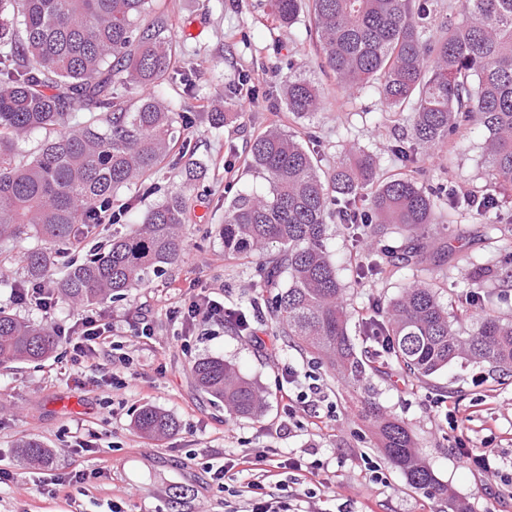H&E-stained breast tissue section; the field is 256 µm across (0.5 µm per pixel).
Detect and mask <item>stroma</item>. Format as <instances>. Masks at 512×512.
I'll use <instances>...</instances> for the list:
<instances>
[{
  "instance_id": "obj_1",
  "label": "stroma",
  "mask_w": 512,
  "mask_h": 512,
  "mask_svg": "<svg viewBox=\"0 0 512 512\" xmlns=\"http://www.w3.org/2000/svg\"><path fill=\"white\" fill-rule=\"evenodd\" d=\"M158 3L168 19L175 64L192 80L191 91L168 83L159 91L184 106L190 122L181 136L206 172L201 180L187 182L184 159L172 155L143 184L122 190L112 208L122 210L131 200L139 214L170 194L185 193L194 213L184 227L185 249L177 262L149 272L127 298L89 307L63 301L47 317L12 298L13 288L24 281L13 259L37 246V239L0 241V255L10 259L0 268V309L51 322L60 333L48 359L0 368V468L13 475L0 483V512H108L114 503L123 512H196L202 500L210 512H244V498L221 491L204 463L222 464L247 448H273L282 457L317 449L327 484L320 512H442L441 500L413 488L385 459L365 416L371 403L408 425L434 475L469 512H512L511 487L480 466L459 462L465 444L512 473V374L457 363L419 380L392 366L373 376L368 390L341 382L313 356L288 346L266 310L254 306L259 259L225 258L217 232L237 190H267L266 181L247 165L253 139L272 125L295 127L281 100L286 76L304 75L321 89L319 113L296 128L317 151L322 169L333 168L356 143L373 152L382 171L393 170L392 147L407 137V117L392 116L374 93H344L322 67L308 14L283 28L272 20L268 0ZM213 112H230L234 119L218 127L209 118ZM483 141L476 129L455 151L443 148L425 158L426 179L452 185L461 195L480 190ZM437 221L462 231L458 237L438 233L428 239V250L441 252L440 261L421 273L407 267L387 280L363 284L353 280L354 258L342 225L331 224L326 245L339 277L350 286L352 337L360 336L361 318L373 299L397 297L419 274L438 282L443 303L459 305L474 264L485 262L492 246L483 236V217L442 207ZM204 296L242 310L249 329L217 321L194 327L173 318L174 308ZM84 314L115 326L113 340L122 359L103 354L73 362L63 331ZM144 315L155 327L148 341L135 336ZM206 357L235 365L264 391L258 416H237L196 388L191 368ZM292 373L319 380L337 407L338 421L305 415L290 433H277L281 385ZM146 405L172 415L176 431L155 440L141 437L133 421ZM29 438L48 449L55 470L71 463L77 441L90 442L82 465L93 471V479L81 491L67 487L53 498L41 494L37 480L44 469L27 465L19 448ZM376 471L384 483L373 480Z\"/></svg>"
}]
</instances>
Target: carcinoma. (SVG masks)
<instances>
[{
    "mask_svg": "<svg viewBox=\"0 0 512 512\" xmlns=\"http://www.w3.org/2000/svg\"><path fill=\"white\" fill-rule=\"evenodd\" d=\"M304 3L336 84L353 94L374 89L390 111L410 112V134L392 149L401 168L381 175L376 158L353 145L325 171L300 133L270 127L253 140L248 158L268 190L233 198L218 231L224 256L263 258L257 287L277 290L272 318L294 346L346 383H360L367 371L391 362L418 379L460 360L512 372V320L487 308L481 296L489 276L512 287V267L478 265L469 300L454 311L426 278L373 306L364 339L385 336L388 346L370 361L359 357L349 334L348 286L326 247L333 210L348 218L344 230L354 250L393 230L404 240L366 254L355 281L422 266L423 240L446 202L461 212L481 209L485 233L512 256V238L492 217L497 193L512 186V0H462L460 17L437 37L430 24L438 0H270L273 19L292 26ZM172 58L167 18L155 0H0V239L77 244L81 227L99 223V212L112 207L120 189L157 169L173 148L184 108L152 95L130 106L118 86L188 84ZM280 92L295 119L317 114L321 99L311 80L290 75ZM79 111L90 116L72 122ZM475 126L485 134L481 193L460 197L422 183L419 163L440 146L454 147ZM40 131L47 135L38 150L19 159L20 144ZM192 219L181 193L154 204L106 251L70 265L56 281L58 296L90 306L126 295L149 271L181 257L183 228ZM18 262L30 282L50 275L45 248ZM56 343L49 325L0 310V366L45 359ZM192 374L203 392L239 416H256L264 406L256 385L221 358L198 360ZM370 420L378 447L409 484L441 499L446 512H468L435 477L403 421L377 408ZM134 428L160 438L176 422L145 407ZM21 447L28 463L47 461L39 441Z\"/></svg>",
    "mask_w": 512,
    "mask_h": 512,
    "instance_id": "cac0c4a2",
    "label": "carcinoma"
}]
</instances>
